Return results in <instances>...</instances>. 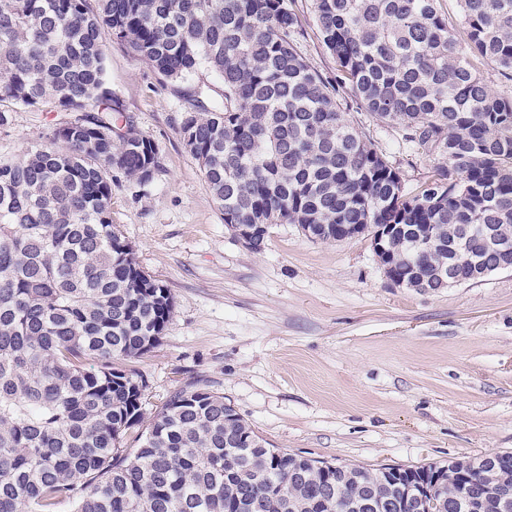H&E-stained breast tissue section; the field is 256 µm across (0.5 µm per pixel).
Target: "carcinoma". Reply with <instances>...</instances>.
<instances>
[{"label": "carcinoma", "instance_id": "obj_1", "mask_svg": "<svg viewBox=\"0 0 512 512\" xmlns=\"http://www.w3.org/2000/svg\"><path fill=\"white\" fill-rule=\"evenodd\" d=\"M313 0L332 80L298 53L291 0H0V104L74 112L41 147L0 158V512H327L381 485L384 471H322L298 454L271 458L224 396L197 384L171 392L143 426L148 379L135 362L154 349L174 298L112 224L113 172L149 181L158 151L123 124L105 80L104 40L161 76L199 70L222 84L185 92L178 134L198 160L230 229L274 224L397 227V286L432 281L441 264L468 278L512 264V0ZM349 90L375 119L440 156L414 191L346 118ZM465 224H482L474 235ZM430 233L429 250L417 247ZM466 472L488 486L489 512L512 469L484 456L448 462V493Z\"/></svg>", "mask_w": 512, "mask_h": 512}]
</instances>
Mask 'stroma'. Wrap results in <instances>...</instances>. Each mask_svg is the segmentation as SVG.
Returning a JSON list of instances; mask_svg holds the SVG:
<instances>
[{"label": "stroma", "mask_w": 512, "mask_h": 512, "mask_svg": "<svg viewBox=\"0 0 512 512\" xmlns=\"http://www.w3.org/2000/svg\"><path fill=\"white\" fill-rule=\"evenodd\" d=\"M294 9L299 53L334 77L311 0ZM106 82L158 148L152 181L123 177L112 189L113 223L175 301L159 344L138 363L151 405L196 382L275 448L368 469L512 452V271L432 292L401 288L367 237L312 241L292 224L273 225L253 252L225 225L178 135L185 91L216 77L202 70L166 80L112 41ZM343 106L406 188L427 178L437 154L354 97ZM74 118L11 107L0 156L26 153Z\"/></svg>", "instance_id": "stroma-1"}]
</instances>
